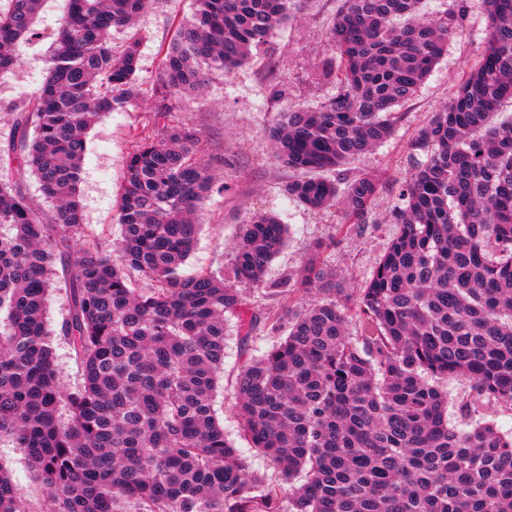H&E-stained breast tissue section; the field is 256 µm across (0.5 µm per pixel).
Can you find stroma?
I'll use <instances>...</instances> for the list:
<instances>
[{
	"label": "stroma",
	"instance_id": "35a3bbf8",
	"mask_svg": "<svg viewBox=\"0 0 512 512\" xmlns=\"http://www.w3.org/2000/svg\"><path fill=\"white\" fill-rule=\"evenodd\" d=\"M340 0H299L296 17L274 34L272 49L233 73L215 69L204 89L183 96L165 120L153 112V87L161 70L163 51L179 22L188 20L194 0H154L140 21L142 44L137 80L143 97L125 112L101 115L86 135L81 173L84 231L106 249L119 239L116 203L125 178L123 161L142 137L159 134L162 126H186L200 137L201 157L210 162L224 182L213 193L200 215L203 228L185 266L186 273L228 264L237 240L239 224L257 209L274 212L289 227L285 247L272 262L268 281L296 278L316 243L335 238L324 254L336 282L358 288L371 276L395 235V225L385 215L397 201L398 189L412 169L408 144L434 112L456 94L463 72L473 62L487 27L483 0H467L466 13L448 41L445 54L432 69L414 98L398 107L391 137L372 151L349 161V175L378 176L382 195L370 224H345L342 208L310 210L286 197L283 186L296 179L295 171L273 156L268 128L278 113L304 105L314 107L335 91L337 49L328 27L340 8ZM67 0H43L34 28L36 38L19 41V64L0 73V136L12 123L15 104L38 94L47 73L50 44L63 25ZM288 87L285 99L274 101V84ZM277 341L266 326H258L255 338L240 341L231 336L224 352V381L214 408L224 433L246 458L254 472L274 478L263 456L242 434L234 408L232 380L241 366L260 358ZM0 466L21 490L28 512H37L46 495L23 449L0 444Z\"/></svg>",
	"mask_w": 512,
	"mask_h": 512
}]
</instances>
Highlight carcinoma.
<instances>
[{"mask_svg": "<svg viewBox=\"0 0 512 512\" xmlns=\"http://www.w3.org/2000/svg\"><path fill=\"white\" fill-rule=\"evenodd\" d=\"M152 0H69L41 91L11 108L0 163L38 179L45 218L20 184H0V442L24 449L47 486L39 512H512V432L448 425L439 380H466L470 419L512 405V0H484L488 25L455 99L409 142L413 166L387 216L398 231L365 284L336 287L321 259L299 279L266 283L287 225L266 211L239 225L227 266L193 274L196 215L224 190L197 158L198 138L164 126L124 161L121 237L109 253L82 233L86 133L101 113L143 96L139 17ZM296 0H195L164 53L156 117L271 47ZM425 0H343L329 33L336 91L290 108L269 128L274 157L298 173L284 193L309 209L341 204L369 224L382 191L341 167L387 140L442 56L465 0L428 16ZM42 0L0 10V72L34 34ZM127 31L115 51L111 30ZM331 172L332 180L324 177ZM63 280L59 333L80 366L64 384L47 324ZM240 284L270 300L318 294L267 317L285 336L234 379L242 430L280 478L267 479L224 436L213 397L225 317L251 338ZM0 468V512H25Z\"/></svg>", "mask_w": 512, "mask_h": 512, "instance_id": "1", "label": "carcinoma"}]
</instances>
